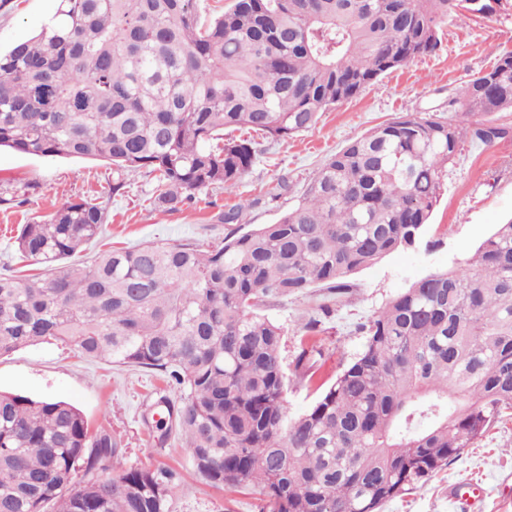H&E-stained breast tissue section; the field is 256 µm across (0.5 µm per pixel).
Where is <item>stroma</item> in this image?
<instances>
[{
    "instance_id": "obj_1",
    "label": "stroma",
    "mask_w": 512,
    "mask_h": 512,
    "mask_svg": "<svg viewBox=\"0 0 512 512\" xmlns=\"http://www.w3.org/2000/svg\"><path fill=\"white\" fill-rule=\"evenodd\" d=\"M57 0H7L0 7V48L27 38L56 11ZM512 52V13L455 17L441 27V45L384 76L358 97L322 113L317 124L288 138H259L261 153L234 187L203 190L178 210L157 208L151 175L133 173L120 192L112 190L110 163L86 158L37 157L0 151V273L25 274L14 240L21 225L43 221L63 203L86 200L107 210L106 234L89 250L132 247L146 241L219 244L232 228L274 223L302 195L323 161L368 129L413 113L447 116L457 90ZM425 244L386 256L353 274L351 291L334 314L323 319L315 341L319 354L311 381L292 379L289 415L305 411L315 387L333 380L340 362L363 347L358 323L427 274L463 262L496 224L512 217V134L491 146L466 142L443 179ZM245 203L237 225L221 215ZM263 312L285 331L286 357L299 351L303 327L313 317L311 302L288 298L267 302ZM166 388L159 375L117 367L81 356L60 343H37L0 357V391L75 405L91 429L105 426L120 438L128 467L168 465L183 483L171 512H262L257 488L230 493L199 479L185 443L171 434L159 443L157 401ZM476 484L483 498L476 512H512V419L471 441L446 469L425 485L385 503L381 512H459L448 490Z\"/></svg>"
}]
</instances>
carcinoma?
Listing matches in <instances>:
<instances>
[{"label": "carcinoma", "instance_id": "carcinoma-1", "mask_svg": "<svg viewBox=\"0 0 512 512\" xmlns=\"http://www.w3.org/2000/svg\"><path fill=\"white\" fill-rule=\"evenodd\" d=\"M460 0H234L202 20L197 0H58L30 38L0 51V149L112 163L156 177L167 209L255 164L246 127L284 139L416 56L438 49ZM444 119L406 115L330 156L296 204L217 245L149 241L75 260L106 212L63 203L21 226L37 273L0 275V357L40 342L159 373V398L196 474L257 486L264 512H380L512 418V218L463 264L431 272L358 325L362 350L290 416L285 332L271 299L323 294L419 244L461 144L504 138L471 123L512 111V53L459 90ZM112 432L56 400L0 392V512H170L176 470L125 468ZM104 472L101 478L97 473Z\"/></svg>", "mask_w": 512, "mask_h": 512}]
</instances>
